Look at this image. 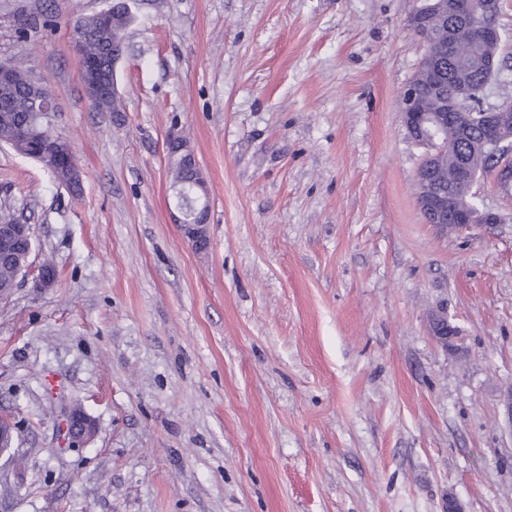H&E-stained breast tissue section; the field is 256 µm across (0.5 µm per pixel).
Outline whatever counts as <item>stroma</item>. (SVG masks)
<instances>
[{"label":"stroma","mask_w":512,"mask_h":512,"mask_svg":"<svg viewBox=\"0 0 512 512\" xmlns=\"http://www.w3.org/2000/svg\"><path fill=\"white\" fill-rule=\"evenodd\" d=\"M127 3L113 113L70 35L109 0H0V59L46 83L80 168L73 190L0 143V209L35 239L0 300V512H512V195L481 181L500 223L448 233L419 211L421 0ZM499 24L488 106L512 99V0ZM173 131L203 251L172 217ZM169 163L171 170H174L180 165L186 163L192 165L197 170V175L190 182L189 189H184L178 193V200L174 202V207L177 215L173 214L175 224H179L183 230L184 235L191 241L196 242L197 245L206 242L207 238V224H209V193L206 181L200 170L198 160L193 150L187 145L182 143L181 138L172 134L169 138ZM195 172L188 169L185 176L182 178L180 173L175 170V179L182 182L185 178L194 176ZM174 179V180H175ZM186 198L192 201L196 209L197 224H184L185 222V203ZM428 331L443 346L448 343V336H458L459 331L444 312H433L429 315ZM94 432V424L80 407H75L67 418V433L70 445L80 447Z\"/></svg>","instance_id":"stroma-1"}]
</instances>
